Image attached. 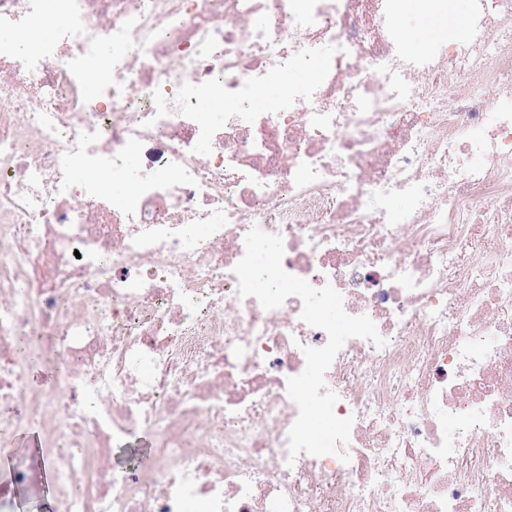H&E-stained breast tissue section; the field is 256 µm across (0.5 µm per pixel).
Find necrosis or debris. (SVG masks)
Masks as SVG:
<instances>
[{
	"instance_id": "obj_1",
	"label": "necrosis or debris",
	"mask_w": 512,
	"mask_h": 512,
	"mask_svg": "<svg viewBox=\"0 0 512 512\" xmlns=\"http://www.w3.org/2000/svg\"><path fill=\"white\" fill-rule=\"evenodd\" d=\"M403 11L0 0V440L21 404L44 448L0 512H512V0L418 50ZM255 226L385 341L325 374L349 462L289 454L327 335L239 296ZM32 368L29 373V382L33 387L45 390L54 389L58 383V376L52 366L32 360ZM52 493L51 485L44 486L37 493L20 492L16 498L14 512H44L45 504L49 501Z\"/></svg>"
}]
</instances>
